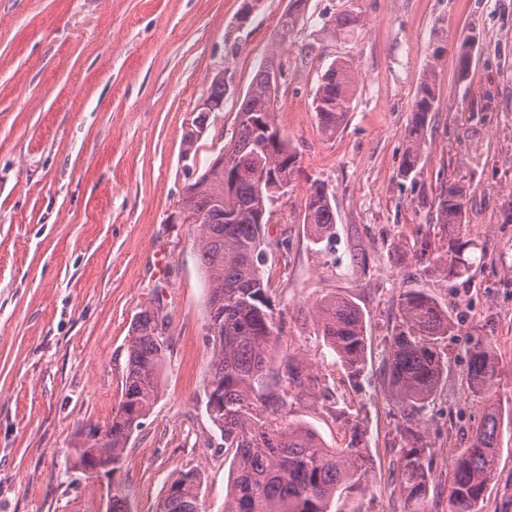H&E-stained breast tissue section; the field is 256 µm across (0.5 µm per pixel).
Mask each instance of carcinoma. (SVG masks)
Masks as SVG:
<instances>
[{"label":"carcinoma","mask_w":512,"mask_h":512,"mask_svg":"<svg viewBox=\"0 0 512 512\" xmlns=\"http://www.w3.org/2000/svg\"><path fill=\"white\" fill-rule=\"evenodd\" d=\"M303 0L280 18L278 38L285 42L299 22ZM354 66L349 60L333 61L321 76L312 106L322 130L332 135L351 108ZM436 75L428 73L413 105L407 130L408 147L401 172L407 176L422 154L428 114L433 110ZM277 86L275 65L259 63L251 86L241 99L236 122L224 144L230 167L209 163L188 184L181 211L200 230L197 249L207 288L209 345L213 349L205 393L222 391L224 416L211 422L224 447L234 449L235 477L224 512H329L337 492L363 484L371 462L359 426L350 427L342 446L326 444L313 430L284 422L292 394L320 395L330 407L336 392L325 375L302 357L281 351L283 318L276 316L272 291L264 276V229L270 223L276 190L290 188L298 172L297 155L281 138L274 118ZM224 77L215 76L198 108V115L183 134V157L207 128L210 112L224 108ZM465 201L455 183L440 185L437 218L448 226V276L462 287L470 282L460 240ZM303 223L319 243L335 224L328 193L310 185L304 203ZM316 336L352 377L364 370L368 338L362 311L348 296L325 295L313 308ZM454 329L447 310L421 290L400 294L399 320L388 337L383 371L388 389L408 425L399 459L402 492L412 512H424L431 480V452L425 431L414 423L432 402L442 378L445 359L440 349L444 336ZM168 348L159 309L141 311L129 335L122 400L105 439L98 445L74 450L73 464L86 467L109 463L112 472L124 464V448L133 428L141 424L160 394L159 375ZM467 387L474 394L490 392L497 379V359L492 347L476 340L468 349ZM501 411L491 404L470 438L468 448L456 458L448 482L450 512H480L487 485L498 471V437ZM201 472H179L167 485L156 512H200Z\"/></svg>","instance_id":"obj_1"}]
</instances>
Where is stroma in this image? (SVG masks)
Returning <instances> with one entry per match:
<instances>
[{
	"mask_svg": "<svg viewBox=\"0 0 512 512\" xmlns=\"http://www.w3.org/2000/svg\"><path fill=\"white\" fill-rule=\"evenodd\" d=\"M290 0H0V512H112L106 488L72 468L90 425L122 400L130 327L161 298L170 348L161 393L135 429L114 486L130 512H155L169 479L194 467L201 512H224L233 451L205 408L212 350L195 225L180 200L195 180L182 136L215 75L224 109L196 142L197 165L231 136L255 66L282 75L274 102L299 175L274 207L266 274L285 320L281 346L336 390L343 417L295 397L287 419L343 444L349 422L372 459L366 489L332 512H409L397 480L405 420L380 368L398 298L415 288L452 315L448 368L423 419L431 448L426 512H448V478L492 404L503 413L498 475L482 512H512V0H304L293 37H276ZM345 14L343 32L325 18ZM470 64L460 72L464 38ZM354 62L351 110L326 135L312 97L333 60ZM436 73L421 161L402 175L415 93ZM321 182L336 215L330 243L311 244L304 200ZM464 190L466 236L482 254L470 287L419 258L446 253L441 182ZM362 309L367 368L349 378L314 334L324 295ZM489 343L498 376L486 397L466 383L465 351Z\"/></svg>",
	"mask_w": 512,
	"mask_h": 512,
	"instance_id": "1",
	"label": "stroma"
}]
</instances>
